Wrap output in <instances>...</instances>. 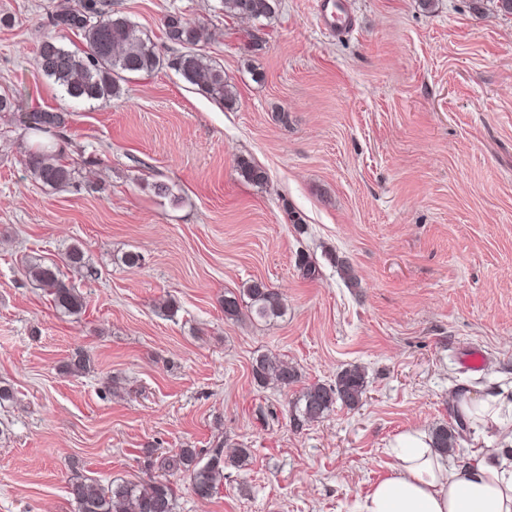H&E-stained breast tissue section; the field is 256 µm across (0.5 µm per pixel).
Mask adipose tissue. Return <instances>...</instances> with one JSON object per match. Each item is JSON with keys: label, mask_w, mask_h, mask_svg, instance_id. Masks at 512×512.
<instances>
[{"label": "adipose tissue", "mask_w": 512, "mask_h": 512, "mask_svg": "<svg viewBox=\"0 0 512 512\" xmlns=\"http://www.w3.org/2000/svg\"><path fill=\"white\" fill-rule=\"evenodd\" d=\"M466 423L497 432L496 448L472 447L465 459L444 456L420 430L399 434L389 474L355 499L351 512H512V401L503 395H457Z\"/></svg>", "instance_id": "1"}]
</instances>
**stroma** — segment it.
<instances>
[{"instance_id": "35a3bbf8", "label": "stroma", "mask_w": 512, "mask_h": 512, "mask_svg": "<svg viewBox=\"0 0 512 512\" xmlns=\"http://www.w3.org/2000/svg\"><path fill=\"white\" fill-rule=\"evenodd\" d=\"M109 2L166 56L169 13L204 28L236 101L166 67L117 99H65L38 48L80 42L52 25L78 0H0V95L67 113L58 149L76 170L63 191L32 182L35 140L0 112V385L15 395L0 403V512H72L76 473L170 482L175 512H348L388 475L397 435L457 424L454 391L512 387V15L495 0H349L338 34L318 0L259 21L220 0ZM241 157L266 184L239 176ZM74 243L98 274L76 279L88 306L65 317L24 264ZM252 279L281 293V317L225 318V292ZM77 349L88 374L65 369ZM263 356L299 381L259 385ZM351 365L366 371L359 406L298 423L302 390ZM219 443L249 456L226 458L210 498L159 466Z\"/></svg>"}]
</instances>
